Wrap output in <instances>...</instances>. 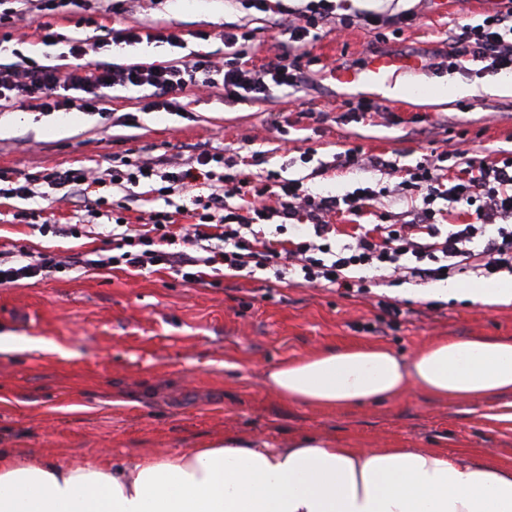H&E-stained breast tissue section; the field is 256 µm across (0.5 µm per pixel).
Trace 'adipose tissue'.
I'll use <instances>...</instances> for the list:
<instances>
[{
  "label": "adipose tissue",
  "instance_id": "ef3b65f1",
  "mask_svg": "<svg viewBox=\"0 0 512 512\" xmlns=\"http://www.w3.org/2000/svg\"><path fill=\"white\" fill-rule=\"evenodd\" d=\"M490 310L512 281L432 288ZM282 401L329 411L415 390L437 404L512 393V340L437 338L410 359L383 345L325 347L271 366ZM0 512H512V466L439 449L340 448L315 437L271 448L236 437L132 462L104 456L75 468L0 448Z\"/></svg>",
  "mask_w": 512,
  "mask_h": 512
}]
</instances>
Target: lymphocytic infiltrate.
Returning <instances> with one entry per match:
<instances>
[{"label":"lymphocytic infiltrate","instance_id":"lymphocytic-infiltrate-1","mask_svg":"<svg viewBox=\"0 0 512 512\" xmlns=\"http://www.w3.org/2000/svg\"><path fill=\"white\" fill-rule=\"evenodd\" d=\"M491 19L459 25L452 38L458 46L450 65L481 64L484 72H512V0H501ZM380 16L353 6V0H309L296 22L285 30L281 53L262 66L249 65L252 33L225 29L224 57L206 55L170 65H119L97 62L76 68L40 64L33 58L0 62V112L25 101L38 102L47 111L68 109L69 91L85 95L84 104L95 107L106 86L145 89L143 111L158 112L176 105L187 91L223 88L225 94L265 100L275 87H296L303 80L308 58V37L319 29H347L358 24L379 27ZM178 43L174 34L141 25L110 29L99 39H72L69 53L84 57L111 44L142 42ZM342 165L378 167L400 174L393 193L410 202L409 220L391 224H366L381 193L370 187L338 196L314 194L300 179H253L240 167L238 154L202 153L195 167L180 170L163 158L133 160L113 157L102 171L85 168H47L18 180H0V199L28 200L45 186L69 198L82 186L108 185L124 191L146 186L154 200H168L176 189L205 180L211 193L197 200L191 224L176 228L175 216L150 210L141 227L113 223L116 252L86 260L94 270L120 266L142 271L166 265L188 283H205L206 269L223 266L229 275L258 270L276 280H289L312 288H333L349 297L370 296L373 280L418 285L445 280L446 276L483 278L512 273V150H498L479 158L446 149L431 154L415 166L399 169L395 162L368 155L357 148L345 151ZM456 176H449V169ZM470 206V220L448 224L436 201ZM339 212L357 217L347 243H339V228L332 224ZM300 221L292 238L269 240L261 228L263 218ZM65 263L51 253L17 250L11 260L0 259V285L35 277L48 278Z\"/></svg>","mask_w":512,"mask_h":512}]
</instances>
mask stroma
Returning <instances> with one entry per match:
<instances>
[{"label":"stroma","instance_id":"1","mask_svg":"<svg viewBox=\"0 0 512 512\" xmlns=\"http://www.w3.org/2000/svg\"><path fill=\"white\" fill-rule=\"evenodd\" d=\"M383 18L414 19L402 35L391 28L357 26L321 32L308 51L314 62L295 88L277 89L259 103L226 97L217 88L188 95L180 109L142 111V91L105 89L101 111L45 112L30 103L0 112V172L32 174L51 167H107L112 157L167 155L187 164L216 148L240 149L253 178L270 173L304 179L322 195L359 186H394L395 177L355 167L322 170L333 154L359 147L368 154L415 165L432 149L459 148L478 156L512 148V91L498 89L501 75L468 68L435 69L451 51L454 22H478L495 0H355ZM298 0H280L263 12L249 0H82L37 12L24 55L42 64L74 66L70 38L99 37L100 26L145 23L180 35L184 47L166 43L111 45L116 64H164L196 53L221 60L224 28L253 34L251 62L267 63L278 51L282 28L293 22ZM90 17L94 26H80ZM53 40H46V33ZM208 40H201V33ZM411 58L418 68L401 78L422 86L455 82L475 95L440 104L383 102L384 117H359L348 107L353 91L323 69L362 65L369 54ZM95 192L63 205L50 194L26 201L35 217L13 224L5 216L14 200L0 202V252L26 249L66 257L104 248L109 225L86 219ZM51 221L77 224L72 236L42 233ZM402 301L399 317L383 314L375 300L348 299L321 288L271 284L249 276H217L214 285L189 284L168 269L134 275L114 269L63 271L39 280L0 285V448L22 460L76 466L108 452L113 460L201 448L235 436L284 448L302 436L345 448H440L458 457L483 451L512 463V423L495 421L499 399L436 404L413 391L383 404L329 412L281 401L264 383L267 368L326 346L382 344L411 358L439 336L512 339V304L484 310L451 299L428 306L425 287L376 286ZM44 338L56 350H30Z\"/></svg>","mask_w":512,"mask_h":512}]
</instances>
